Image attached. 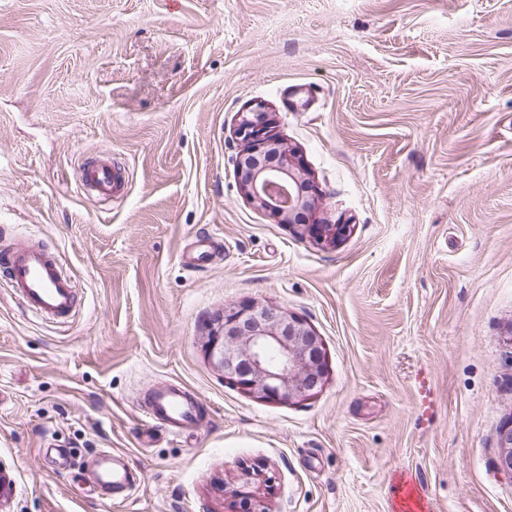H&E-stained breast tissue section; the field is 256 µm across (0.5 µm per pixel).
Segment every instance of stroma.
Here are the masks:
<instances>
[{
	"mask_svg": "<svg viewBox=\"0 0 512 512\" xmlns=\"http://www.w3.org/2000/svg\"><path fill=\"white\" fill-rule=\"evenodd\" d=\"M272 112L336 244L242 194ZM110 155L118 201L79 182ZM59 253L81 303L38 319L0 268V512H512V0H0V250ZM282 307L326 380L255 398L207 355L224 306ZM203 417L141 415L159 383ZM58 457L49 463L47 446ZM111 449L133 487H94ZM498 448L497 467L499 471L512 477V418L499 431Z\"/></svg>",
	"mask_w": 512,
	"mask_h": 512,
	"instance_id": "35a3bbf8",
	"label": "stroma"
}]
</instances>
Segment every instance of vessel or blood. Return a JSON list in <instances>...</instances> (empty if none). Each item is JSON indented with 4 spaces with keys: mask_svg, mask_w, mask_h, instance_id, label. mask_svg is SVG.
<instances>
[{
    "mask_svg": "<svg viewBox=\"0 0 512 512\" xmlns=\"http://www.w3.org/2000/svg\"><path fill=\"white\" fill-rule=\"evenodd\" d=\"M84 189L103 198H120L126 189L121 169L111 162L88 160L81 170ZM13 294L26 309L42 320H64L79 304L75 282L62 268L58 255L42 246L14 242L0 255ZM142 415L164 426L171 435H180L197 424L201 418L197 401L182 388L169 386L150 394L141 409Z\"/></svg>",
    "mask_w": 512,
    "mask_h": 512,
    "instance_id": "vessel-or-blood-1",
    "label": "vessel or blood"
}]
</instances>
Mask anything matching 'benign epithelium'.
<instances>
[{"label": "benign epithelium", "mask_w": 512, "mask_h": 512, "mask_svg": "<svg viewBox=\"0 0 512 512\" xmlns=\"http://www.w3.org/2000/svg\"><path fill=\"white\" fill-rule=\"evenodd\" d=\"M235 134L244 143L238 165L246 197L289 224L305 226L317 241L334 244L348 224L308 223L320 193L287 148L266 104L251 103L239 115ZM209 356L224 378L258 398L305 400L325 381L323 343L315 330L286 309L240 303L224 307L212 328ZM499 471L512 477V418L499 431ZM233 512H268L250 492L237 494Z\"/></svg>", "instance_id": "obj_1"}]
</instances>
